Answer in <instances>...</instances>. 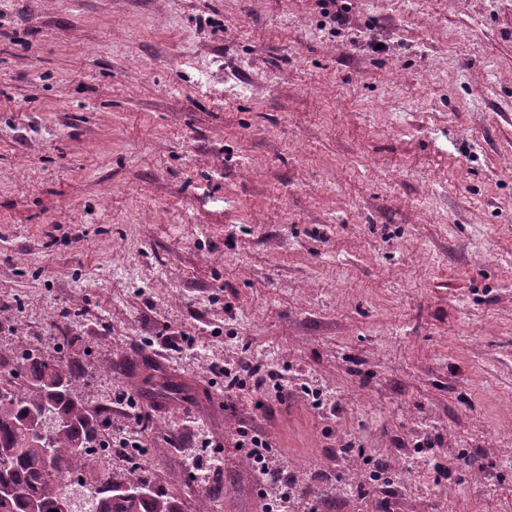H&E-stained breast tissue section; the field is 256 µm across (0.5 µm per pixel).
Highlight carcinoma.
<instances>
[{"mask_svg":"<svg viewBox=\"0 0 512 512\" xmlns=\"http://www.w3.org/2000/svg\"><path fill=\"white\" fill-rule=\"evenodd\" d=\"M85 373L76 360H51L32 350L19 355L0 351V484L15 493L0 500V512L56 509L67 479L82 476L101 447L102 411L84 394ZM156 393L178 399L182 387L173 381L155 384ZM53 405L60 425L40 439L34 432L36 411ZM137 481L150 487L145 496L116 488L112 476L90 485L77 512H180L178 497L159 489L148 476Z\"/></svg>","mask_w":512,"mask_h":512,"instance_id":"carcinoma-1","label":"carcinoma"}]
</instances>
